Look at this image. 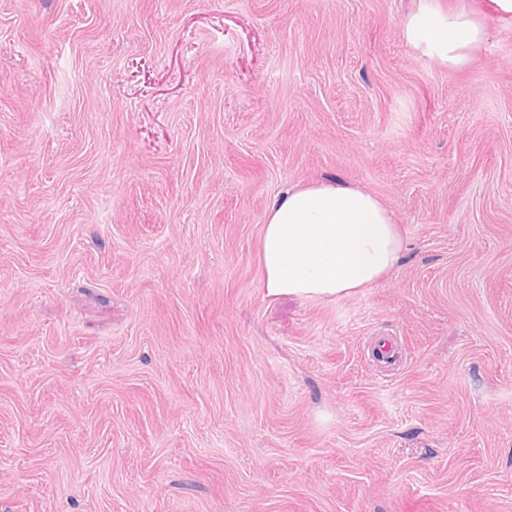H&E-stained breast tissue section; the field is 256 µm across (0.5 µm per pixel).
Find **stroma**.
Here are the masks:
<instances>
[{
	"label": "stroma",
	"instance_id": "stroma-1",
	"mask_svg": "<svg viewBox=\"0 0 512 512\" xmlns=\"http://www.w3.org/2000/svg\"><path fill=\"white\" fill-rule=\"evenodd\" d=\"M410 5L0 0V512H512V25L450 70ZM325 177L404 258L269 299Z\"/></svg>",
	"mask_w": 512,
	"mask_h": 512
}]
</instances>
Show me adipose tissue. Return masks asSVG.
I'll list each match as a JSON object with an SVG mask.
<instances>
[{"mask_svg":"<svg viewBox=\"0 0 512 512\" xmlns=\"http://www.w3.org/2000/svg\"><path fill=\"white\" fill-rule=\"evenodd\" d=\"M512 25V0H468L459 9L413 0L403 35L448 69L468 66L493 35ZM404 250L393 210L339 178L289 185L264 213L258 260L267 296L331 299L388 278Z\"/></svg>","mask_w":512,"mask_h":512,"instance_id":"adipose-tissue-1","label":"adipose tissue"}]
</instances>
